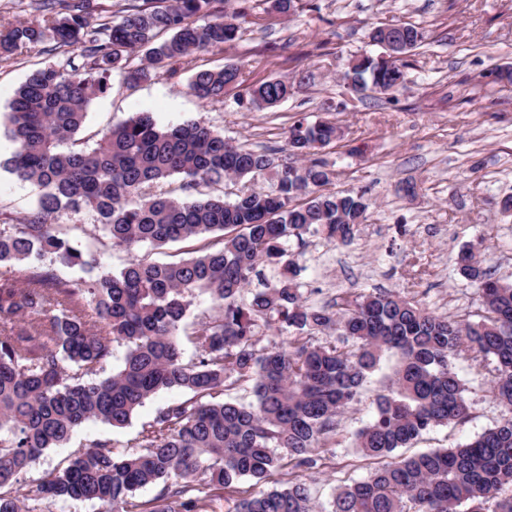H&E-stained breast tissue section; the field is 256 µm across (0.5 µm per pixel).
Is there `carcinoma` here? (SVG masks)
Listing matches in <instances>:
<instances>
[{
	"label": "carcinoma",
	"mask_w": 512,
	"mask_h": 512,
	"mask_svg": "<svg viewBox=\"0 0 512 512\" xmlns=\"http://www.w3.org/2000/svg\"><path fill=\"white\" fill-rule=\"evenodd\" d=\"M29 6L42 21L0 29V62L39 44L59 61L34 70L5 113L15 151L4 169L34 185L38 198L19 220L0 209V512H36L48 498L95 501L101 512H207L240 479L262 482L286 458L313 469L386 351L398 357L394 376L354 439L383 464L341 488L331 512H512L505 493L512 487V282L492 277L471 244L458 260L482 300L478 322L430 313L391 290L323 306L299 291L288 240L320 233L345 244L367 221L368 198L332 190L336 172L319 157L341 139L336 123L300 118L281 147L267 150L226 140L199 121L162 127L141 111L103 131L92 148L78 138L113 72L129 84L178 74L193 54L237 39L249 0H131L115 19L99 0ZM369 38L390 46L392 61L387 68L372 56L349 60L343 80L364 97L404 84V59L422 33L391 23L371 28ZM135 54L138 65L130 62ZM245 82V65L227 63L194 73L189 89L219 102ZM246 91L251 107L268 109L294 86L272 78ZM172 177L186 191L245 183L231 201L146 191ZM260 179L270 187L255 188ZM82 213L129 251L220 238L188 259H134L75 282L59 267L91 272L93 261L57 220ZM197 293L217 311L197 323L195 355L186 360L179 330ZM265 329L287 336V345L259 346ZM318 335L326 340L313 341ZM118 347L122 363L108 373ZM465 348L493 363L500 419L468 443L395 454L429 428L468 417L467 388L453 368ZM229 385L249 386L252 401L224 400ZM171 389L190 397L161 409L134 450L93 441L24 497L12 491L37 458L84 423L122 428L145 400ZM159 483L153 500H134L136 490ZM235 512H312L309 488L296 481L251 493Z\"/></svg>",
	"instance_id": "carcinoma-1"
}]
</instances>
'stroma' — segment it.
Returning <instances> with one entry per match:
<instances>
[{
  "mask_svg": "<svg viewBox=\"0 0 512 512\" xmlns=\"http://www.w3.org/2000/svg\"><path fill=\"white\" fill-rule=\"evenodd\" d=\"M264 9V0H255V14L265 17L262 25L245 21L237 40L196 53L192 70L177 77L130 85L113 73L109 92L89 108L86 133L148 110L164 125L203 120L248 146L279 147L284 129L298 116L313 121L323 115L325 102H344L335 114L343 138L322 157L337 173L335 190L366 193L373 205L350 243H330L319 235L288 242L289 253L299 257L297 280L304 299L322 304L344 291L395 290L430 312L479 321L478 295L456 259L468 244H479L483 267L494 277L512 280V215L499 205L512 194V86L496 79L498 69L512 67V0H302L301 9L287 18L265 15ZM381 23L413 24L424 40L408 58L404 87L361 99L344 87L340 74L352 56L379 54L368 33ZM50 61L38 45L0 64V114L14 89ZM232 62L245 63L248 84L277 77L298 89L266 110L239 106L233 89L220 102L191 93L192 71ZM13 150L0 131V206L19 218L35 205L38 190L5 171L3 163ZM408 180L415 182V194L403 190ZM60 221L87 254L115 271L135 257L173 262L209 243L205 237L190 238L130 252L93 234L90 214L64 215ZM393 366V357L383 355L359 402L342 417L336 442L318 470L299 474L284 467L271 477L270 487L301 480L316 512H329L340 487L368 477L373 465L353 448L352 436L374 418L375 399L388 385ZM455 367L469 389V416L427 430L413 452L467 442L501 416L489 391L491 362L466 351L458 354ZM184 398L175 389L159 392L123 428L84 424L64 447L45 451L23 475L17 492L26 493L91 442L124 449L160 409Z\"/></svg>",
  "mask_w": 512,
  "mask_h": 512,
  "instance_id": "stroma-1",
  "label": "stroma"
}]
</instances>
